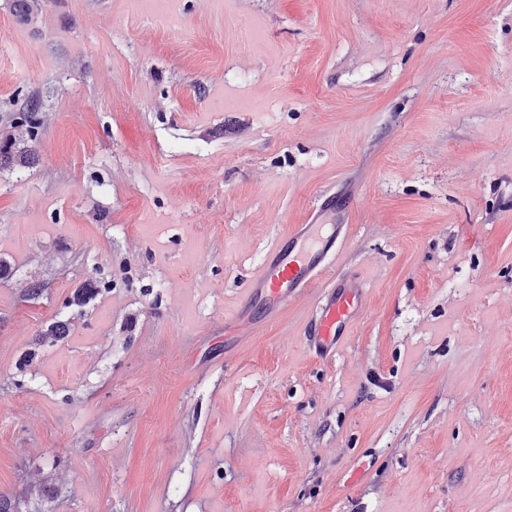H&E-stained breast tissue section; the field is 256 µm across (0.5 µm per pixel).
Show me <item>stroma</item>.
<instances>
[{
  "instance_id": "stroma-1",
  "label": "stroma",
  "mask_w": 512,
  "mask_h": 512,
  "mask_svg": "<svg viewBox=\"0 0 512 512\" xmlns=\"http://www.w3.org/2000/svg\"><path fill=\"white\" fill-rule=\"evenodd\" d=\"M8 141L19 512H512V0H0ZM331 194L347 339L306 341L321 283L225 333ZM41 101L37 96H29L22 104L23 122L26 123V134L31 141H36L38 137L39 123L35 120V113L40 112Z\"/></svg>"
}]
</instances>
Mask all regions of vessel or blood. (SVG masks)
I'll return each instance as SVG.
<instances>
[{
  "label": "vessel or blood",
  "instance_id": "1",
  "mask_svg": "<svg viewBox=\"0 0 512 512\" xmlns=\"http://www.w3.org/2000/svg\"><path fill=\"white\" fill-rule=\"evenodd\" d=\"M290 237L295 247L288 250L277 244L264 255L251 276L247 299L278 309L305 295L328 268L329 257L337 254L341 233L332 224H302ZM364 297L362 285L330 283L309 333L316 350L335 351L337 339L347 334L360 315Z\"/></svg>",
  "mask_w": 512,
  "mask_h": 512
}]
</instances>
